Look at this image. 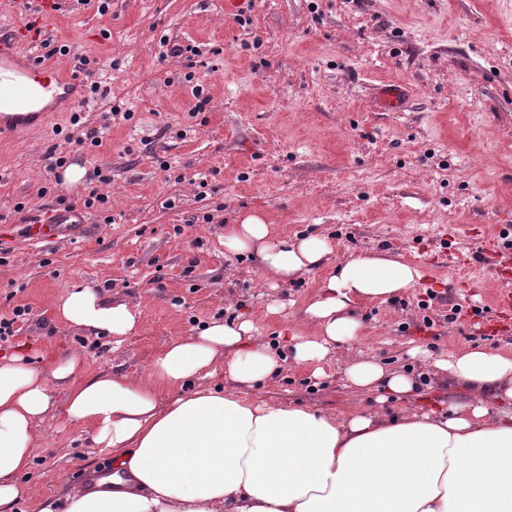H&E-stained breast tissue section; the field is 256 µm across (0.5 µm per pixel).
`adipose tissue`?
I'll list each match as a JSON object with an SVG mask.
<instances>
[{"label":"adipose tissue","mask_w":512,"mask_h":512,"mask_svg":"<svg viewBox=\"0 0 512 512\" xmlns=\"http://www.w3.org/2000/svg\"><path fill=\"white\" fill-rule=\"evenodd\" d=\"M224 247L256 256L276 283L326 269L303 310L309 331L290 344L295 364L316 378L330 351L355 339L360 304L386 302L422 279L387 254L330 265L328 239L276 238L253 212L225 232ZM55 309L71 328L117 345L140 328L128 302L90 286L69 289ZM432 365L459 398L389 421L370 410L341 418L249 397L282 360L248 319H216L172 338L145 376L79 379L75 351L48 366L21 350L0 354V512L24 495L20 478L57 409L127 471L106 489L69 485L60 512H512V351L464 347ZM345 376L397 399L414 391L410 375L374 361L348 363Z\"/></svg>","instance_id":"ef3b65f1"}]
</instances>
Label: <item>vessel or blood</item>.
I'll list each match as a JSON object with an SVG mask.
<instances>
[{
    "mask_svg": "<svg viewBox=\"0 0 512 512\" xmlns=\"http://www.w3.org/2000/svg\"><path fill=\"white\" fill-rule=\"evenodd\" d=\"M30 0H8L14 15L10 32H0V111L9 110L11 122L0 121V134H13V121L32 114L34 106L49 100L51 106L69 104L79 80L67 67L49 65L35 57L24 55L23 42L26 29L27 6ZM405 97V89L399 84L379 88L377 106L384 112L398 111ZM84 225L78 214L67 208L55 209L45 222L32 225L30 236L35 240H49L64 232L80 233ZM502 270L497 278L499 287L493 297L495 308L504 315L512 314V252L502 251Z\"/></svg>",
    "mask_w": 512,
    "mask_h": 512,
    "instance_id": "obj_1",
    "label": "vessel or blood"
}]
</instances>
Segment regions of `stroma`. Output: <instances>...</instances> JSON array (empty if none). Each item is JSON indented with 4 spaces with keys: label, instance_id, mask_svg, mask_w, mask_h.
<instances>
[{
    "label": "stroma",
    "instance_id": "1",
    "mask_svg": "<svg viewBox=\"0 0 512 512\" xmlns=\"http://www.w3.org/2000/svg\"><path fill=\"white\" fill-rule=\"evenodd\" d=\"M175 42L194 55L170 57ZM23 50L71 65L89 59L91 75L80 116L60 112L0 140V319L26 311L1 353L74 350L82 375L143 376L170 338L217 318L249 319L284 360L256 398L390 416L453 393L431 357L512 350V317L492 305L493 258L460 234L512 238V0H255L240 17L225 14L224 0H60L57 19ZM386 81L409 87L402 111L375 109ZM78 124L99 129L101 146L68 142ZM53 147L85 173L101 170L108 211H86L84 237L36 241L25 226L60 199L81 206L86 193L81 184L60 191L47 170ZM246 212L281 238L331 239L334 261L383 252L414 263L422 280L359 307L356 340L336 347L326 377L314 379L278 334L303 325L325 272L271 287L255 257L224 248L225 230ZM454 248L467 263L451 271L441 257ZM84 285L137 305L141 328L120 350L58 319L55 300ZM354 358L411 375L418 397L377 404L376 393L348 384ZM41 429L14 512L61 500L103 457L62 413Z\"/></svg>",
    "mask_w": 512,
    "mask_h": 512
}]
</instances>
